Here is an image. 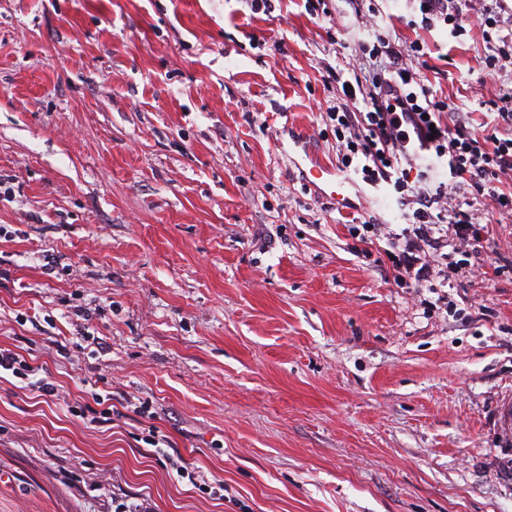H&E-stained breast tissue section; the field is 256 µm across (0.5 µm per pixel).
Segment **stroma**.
I'll list each match as a JSON object with an SVG mask.
<instances>
[{
  "instance_id": "stroma-1",
  "label": "stroma",
  "mask_w": 512,
  "mask_h": 512,
  "mask_svg": "<svg viewBox=\"0 0 512 512\" xmlns=\"http://www.w3.org/2000/svg\"><path fill=\"white\" fill-rule=\"evenodd\" d=\"M305 3L0 0V345L57 388L0 379V512H512V216L506 272L405 284L340 222L406 226L326 116V66L360 70L391 16L432 94L492 127L483 28ZM98 393L108 422L71 415Z\"/></svg>"
}]
</instances>
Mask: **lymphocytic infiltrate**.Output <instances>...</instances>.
Returning a JSON list of instances; mask_svg holds the SVG:
<instances>
[{"label":"lymphocytic infiltrate","mask_w":512,"mask_h":512,"mask_svg":"<svg viewBox=\"0 0 512 512\" xmlns=\"http://www.w3.org/2000/svg\"><path fill=\"white\" fill-rule=\"evenodd\" d=\"M423 28H444L450 37L466 32L470 19L487 27L483 60L512 80V0H415ZM422 43H396L389 29H378L373 44L362 46L372 72L348 83L336 68L327 77L342 84L340 100L328 117L336 124L343 169L360 174L374 188L390 186L407 208L408 228L389 232L385 254L399 279L415 288L434 286L469 274L474 260L487 257L478 203L512 214V136L467 126L449 103L421 84L407 54ZM448 166V182L417 191L410 188L409 161Z\"/></svg>","instance_id":"f902f5d3"}]
</instances>
